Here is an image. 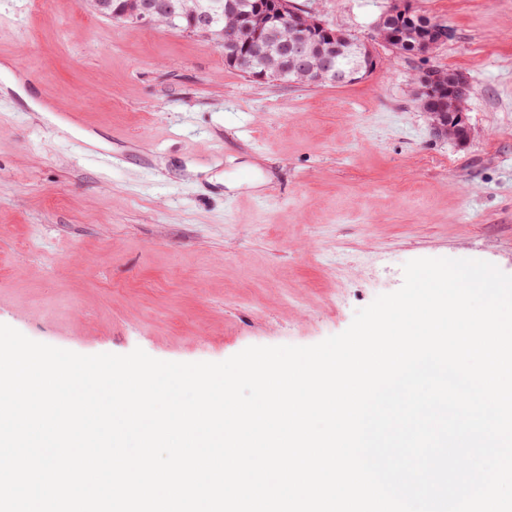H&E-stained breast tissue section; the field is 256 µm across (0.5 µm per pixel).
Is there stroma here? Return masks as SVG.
I'll return each instance as SVG.
<instances>
[{"label": "stroma", "mask_w": 512, "mask_h": 512, "mask_svg": "<svg viewBox=\"0 0 512 512\" xmlns=\"http://www.w3.org/2000/svg\"><path fill=\"white\" fill-rule=\"evenodd\" d=\"M295 2L376 69L256 81L87 0H0V323L221 362L342 333L412 259L512 274V0H411L454 37L410 60L376 39L392 0ZM426 68L469 76L467 142L418 107ZM310 72H311V76H312V81L322 84L324 82L340 83V82H347V81H355L358 79L360 70L357 68H354L347 73L338 72L330 64H328L327 62H324L322 65H320L317 68H311ZM292 80L299 81V82H306L309 84H316V83L312 82L310 79L303 78V77H295Z\"/></svg>", "instance_id": "35a3bbf8"}]
</instances>
